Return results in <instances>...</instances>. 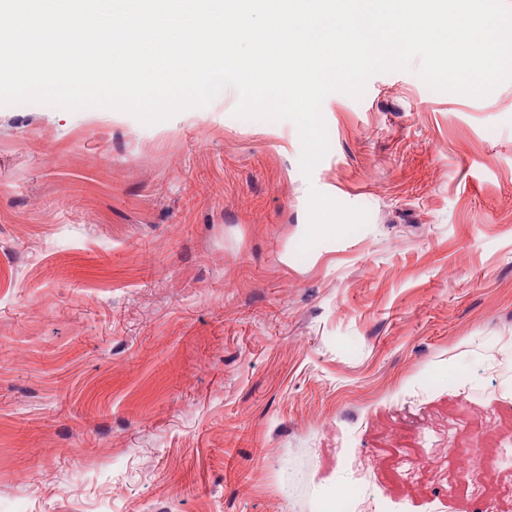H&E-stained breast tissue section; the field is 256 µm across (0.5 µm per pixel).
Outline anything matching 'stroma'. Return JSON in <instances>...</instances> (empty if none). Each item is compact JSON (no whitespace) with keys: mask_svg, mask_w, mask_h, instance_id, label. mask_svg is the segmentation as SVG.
Wrapping results in <instances>:
<instances>
[{"mask_svg":"<svg viewBox=\"0 0 512 512\" xmlns=\"http://www.w3.org/2000/svg\"><path fill=\"white\" fill-rule=\"evenodd\" d=\"M0 106V512H512V81L294 123ZM368 223L307 253L309 187ZM438 461L417 471L416 455ZM482 448H449L454 458L456 469L460 473H468L482 463ZM362 497L359 484H346L337 486L326 496L325 512H352Z\"/></svg>","mask_w":512,"mask_h":512,"instance_id":"1","label":"stroma"}]
</instances>
